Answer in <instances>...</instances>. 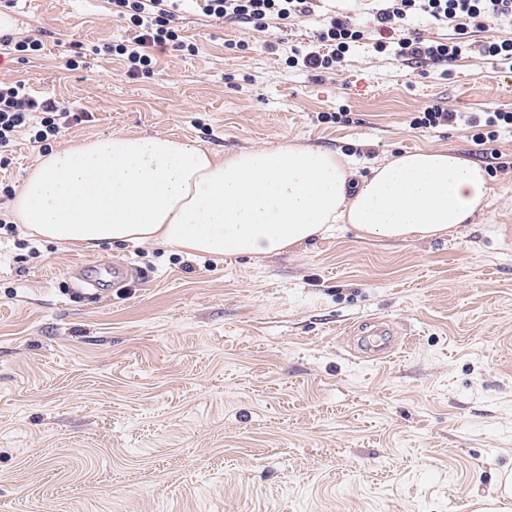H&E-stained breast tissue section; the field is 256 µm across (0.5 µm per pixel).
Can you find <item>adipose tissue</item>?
I'll return each mask as SVG.
<instances>
[{"mask_svg": "<svg viewBox=\"0 0 512 512\" xmlns=\"http://www.w3.org/2000/svg\"><path fill=\"white\" fill-rule=\"evenodd\" d=\"M489 192L484 168L447 150L406 152L359 178L347 156L294 141L220 157L188 139L118 132L44 157L13 212L29 235L60 245L267 256L336 224L370 240L445 237L486 209Z\"/></svg>", "mask_w": 512, "mask_h": 512, "instance_id": "adipose-tissue-1", "label": "adipose tissue"}]
</instances>
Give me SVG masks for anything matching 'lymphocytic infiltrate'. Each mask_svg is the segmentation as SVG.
Wrapping results in <instances>:
<instances>
[{
    "mask_svg": "<svg viewBox=\"0 0 512 512\" xmlns=\"http://www.w3.org/2000/svg\"><path fill=\"white\" fill-rule=\"evenodd\" d=\"M116 17H132L138 33L133 39L114 47L129 73H137L153 64L151 47L178 43L173 21L183 0H109ZM198 12L215 22H240L253 30L265 31L270 20L285 21L311 15L315 0H193ZM374 17L381 31L395 34V57L411 62H432L447 66L479 54L495 64L512 69V39L473 41L472 30L486 29L491 23L512 20V0H378ZM422 18L435 25L451 28L448 41L425 40L401 35L404 23ZM363 32L350 17H334L321 29L319 46L291 47L287 57L292 68L335 70L344 61ZM76 118L49 98L30 96L20 83L0 82V152L9 150L17 135L25 129L32 140L42 143L58 133L61 125ZM462 125L472 133L476 144L497 137L500 130L512 128V110L494 108L484 112H454L434 104L425 107L411 120L415 129Z\"/></svg>",
    "mask_w": 512,
    "mask_h": 512,
    "instance_id": "lymphocytic-infiltrate-1",
    "label": "lymphocytic infiltrate"
}]
</instances>
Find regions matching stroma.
I'll return each mask as SVG.
<instances>
[{
	"label": "stroma",
	"mask_w": 512,
	"mask_h": 512,
	"mask_svg": "<svg viewBox=\"0 0 512 512\" xmlns=\"http://www.w3.org/2000/svg\"><path fill=\"white\" fill-rule=\"evenodd\" d=\"M364 33L335 73L288 67L319 16L259 33L183 13L180 46L129 74L107 0H0V29L41 51L0 81L82 122L0 164V219L44 150L105 133L188 138L223 155L293 140L359 173L414 149L489 169L490 198L448 237L370 241L339 227L279 255L96 249L0 230V512H475L512 475V129L491 152L456 126L415 129L431 104L512 107V78L479 57L449 68L376 52ZM78 69H69L71 57ZM346 121H323L333 112ZM111 297L71 298L78 263ZM142 274L112 288L106 271ZM377 318L391 356L349 332Z\"/></svg>",
	"instance_id": "obj_1"
}]
</instances>
